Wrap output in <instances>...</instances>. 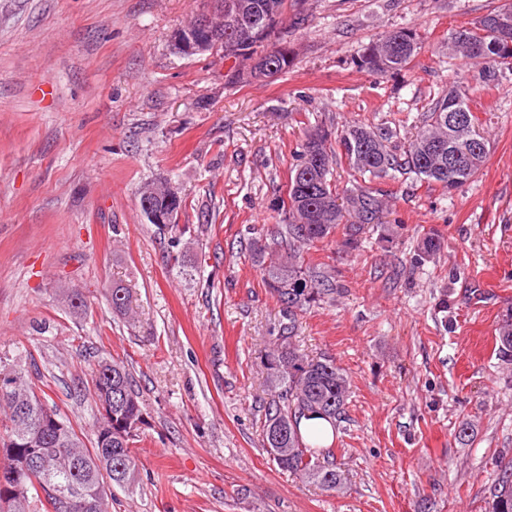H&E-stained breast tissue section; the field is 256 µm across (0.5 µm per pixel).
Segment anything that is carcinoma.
<instances>
[{
	"mask_svg": "<svg viewBox=\"0 0 512 512\" xmlns=\"http://www.w3.org/2000/svg\"><path fill=\"white\" fill-rule=\"evenodd\" d=\"M235 21L257 35L253 50L240 54L235 40L227 33L214 38L224 39V58L246 63L247 74H281L291 65L288 40L281 36L282 16L299 0H237ZM266 47L259 53L258 47ZM422 49L419 34L413 28H400L385 33L376 43L368 44L358 64L381 76H395L407 69ZM448 51L480 60L483 67L471 78H462L447 94L434 99L424 114L423 126L407 146L392 143L397 132L390 128L373 130L362 125L346 126L339 131L323 124L311 126L296 151V163L290 168L286 196L279 208L284 223L249 240L252 263L262 273L264 284L281 303L286 323L281 325L275 346L267 352L263 366L275 396L265 409L262 425L263 444L283 470L300 476L320 489L334 493L343 487L342 474L336 467L320 462L318 454L300 432L301 419L322 416L330 421L344 412L350 381L346 371L332 356H307L296 344L301 319L313 306L334 293L336 285L322 271L305 264L304 251L323 243L342 230V246L348 250L359 247L358 236L368 224L379 219L381 199L361 186L360 178L392 177L397 173H413L444 189H458L472 181L482 170L487 157V144L475 148L467 135L449 123V115L464 109L471 123L479 117L470 107L471 92L476 86L497 85L503 74L512 71V43L496 30L485 32L476 27L448 32ZM321 156L326 163L315 174L314 162ZM341 157L348 163L352 188L338 192L331 179L333 159ZM151 210L159 216L154 225L164 230L176 226L183 200L154 199ZM436 233L425 235L417 244L412 262L418 264L440 250ZM112 309L129 312V291L119 285L112 287ZM500 357L512 361V319L502 323L496 337ZM98 366L112 370V375L93 376V390L112 385V443H94L86 447L72 425L41 395L43 389L29 380L22 366L13 365L12 380L38 396L26 416L14 418L12 404L0 399V440H40L42 417L51 412L63 428L52 440L38 447L48 459L43 478L45 491L62 489L74 499L68 512H86L84 502L94 500V512H107L108 494L112 487H127L136 481L137 468L131 447L136 434L125 423L143 420L139 393L133 388L126 367L118 362L100 361ZM29 501L19 508L8 489L0 488V512H51L57 504L52 495L42 499L33 484L27 485ZM489 512H512V466L501 470L489 488Z\"/></svg>",
	"mask_w": 512,
	"mask_h": 512,
	"instance_id": "cac0c4a2",
	"label": "carcinoma"
}]
</instances>
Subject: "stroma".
<instances>
[{"mask_svg":"<svg viewBox=\"0 0 512 512\" xmlns=\"http://www.w3.org/2000/svg\"><path fill=\"white\" fill-rule=\"evenodd\" d=\"M505 2L303 0L283 19L287 73L231 83L223 51L171 47L207 0H0V359L29 358L48 404L89 442L92 369L125 365L144 406L140 480L113 489L110 512H489L488 488L512 460V362L495 352L512 315V76L472 97L488 149L473 181L449 192L412 174L366 180L392 240L371 230L357 250L333 241L305 255L336 278L299 341L350 378L320 454L344 492L280 470L263 446L261 359L283 309L247 243L251 228L282 222L275 203L305 127L413 139L454 75L481 67L449 56V30ZM400 28L422 41L408 71L358 66ZM160 178L184 200L165 231L137 203ZM433 231L441 251L412 263ZM115 283L129 314L112 309Z\"/></svg>","mask_w":512,"mask_h":512,"instance_id":"stroma-1","label":"stroma"}]
</instances>
